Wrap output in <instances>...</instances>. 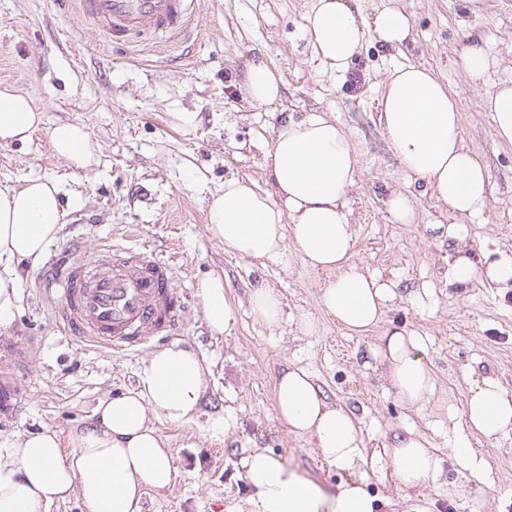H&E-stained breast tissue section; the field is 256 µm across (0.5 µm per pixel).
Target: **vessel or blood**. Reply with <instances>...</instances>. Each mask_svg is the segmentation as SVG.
I'll return each mask as SVG.
<instances>
[{
  "label": "vessel or blood",
  "instance_id": "obj_1",
  "mask_svg": "<svg viewBox=\"0 0 512 512\" xmlns=\"http://www.w3.org/2000/svg\"><path fill=\"white\" fill-rule=\"evenodd\" d=\"M196 0H77L80 15L113 45L139 35L176 38L188 30ZM169 260L146 242L100 244L94 253L79 245L66 252L56 278L44 286L54 292L58 328L85 347L104 353H129L160 344L184 320L186 308L175 286ZM21 364L0 368V402L18 398Z\"/></svg>",
  "mask_w": 512,
  "mask_h": 512
}]
</instances>
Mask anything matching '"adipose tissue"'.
I'll return each instance as SVG.
<instances>
[{
  "label": "adipose tissue",
  "mask_w": 512,
  "mask_h": 512,
  "mask_svg": "<svg viewBox=\"0 0 512 512\" xmlns=\"http://www.w3.org/2000/svg\"><path fill=\"white\" fill-rule=\"evenodd\" d=\"M315 55L331 71L346 72L360 53L364 23L349 0H316L308 17ZM281 80L264 60L247 67L246 90L257 104L280 96ZM492 113L497 138L512 145V85L502 84L481 101ZM379 120L390 150L403 170L425 182L455 219L449 237H459L461 219L481 215L491 189L486 168L459 133V108L430 69L409 64L389 75L380 99ZM44 126V116L25 95L0 90V144L24 142ZM54 154L79 169L89 168L95 148L83 124L47 128ZM271 191L253 181L225 180L224 191L207 203L211 238L243 259L277 260L294 250L306 266L328 272L319 304L350 335L364 336L380 323L388 287L353 259L356 231L349 220L350 192L357 182L359 154L329 112L288 119L265 153ZM65 211L59 185L47 178L27 180L0 192V323L18 310L23 271L36 265L59 235ZM512 282V254L486 266L469 254L453 258L448 283ZM207 326L230 331L235 315L224 293V277L199 284ZM420 336L395 327L381 338L375 358L388 368L389 390L404 404L422 407L435 390L423 360ZM205 391V368L192 350L178 344L151 354L140 382L98 402L90 419L71 435L64 450L48 427L0 442V512H50L53 504L78 496L86 512H144L146 491L172 486L175 470L156 425L181 423L196 413ZM277 417L291 433L315 440L320 455L347 481L328 492L264 450L243 460L250 501L256 512H375V499L355 480L365 461L363 438L353 410L329 403L312 376L289 365L275 382ZM467 433L448 429V458L482 478L486 459L467 435L491 439L512 431V393L484 378L470 389L464 410ZM444 457V458H447ZM426 437L409 430L396 436L390 459L400 490L434 480L444 460Z\"/></svg>",
  "instance_id": "obj_1"
}]
</instances>
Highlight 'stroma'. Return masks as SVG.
I'll use <instances>...</instances> for the list:
<instances>
[{
  "label": "stroma",
  "mask_w": 512,
  "mask_h": 512,
  "mask_svg": "<svg viewBox=\"0 0 512 512\" xmlns=\"http://www.w3.org/2000/svg\"><path fill=\"white\" fill-rule=\"evenodd\" d=\"M315 0H200L189 38L161 36L124 51L82 18L75 0H0V90L28 95L45 128L24 144L0 145V191L35 177L58 183L66 211L62 229L42 260L28 268L20 308L0 324V343L25 342L28 369L23 400L0 415V441L48 426L61 440L81 426L97 403L135 386L151 356L143 350L106 355L66 341L53 322L38 281L73 241L88 251L124 234L149 241L170 257L176 285L189 309L175 343L195 351L206 368V388L193 421L160 423L177 472L169 490L149 494L144 512H251L242 460L264 449L303 477L332 490L340 472L313 441L289 432L276 417L274 385L284 365L311 372L328 400L353 409L367 463L357 476L379 498L377 512H512V434L471 436L487 461L484 483L449 460L448 428L463 427L469 389L485 377L512 392V284H448L457 250L480 263L512 253V145L500 143L491 113L478 100L512 82V0H483L481 17L463 0H355L365 22L363 48L345 73L315 57L305 32ZM397 6L413 21L403 47L382 44L374 31L379 11ZM486 44L492 64L472 83L456 65L464 32ZM266 60L283 80L281 97L253 102L243 85L246 63ZM419 64L448 85L460 112L466 144L485 162L493 189L486 211L466 222L465 238L449 237L452 222L425 182L408 176L389 148L379 121V97L388 74ZM199 113L185 132L176 112ZM331 112L360 156L351 194L357 228L354 257L391 285L377 332L350 336L320 308L326 273L309 269L295 253L260 263L225 251L206 230V204L237 176L267 188L265 144L287 118ZM87 126L97 162L79 170L55 155L47 126ZM416 203L411 224L394 223L387 186ZM224 276L236 322L214 336L204 319L196 283ZM264 283L281 295L284 319L268 327L251 312L249 293ZM317 320L304 335L301 317ZM395 326L424 340L435 392L423 408L403 405L386 391L383 367L372 356L380 332ZM414 429L443 456L441 475L426 487L398 491L387 450L396 434Z\"/></svg>",
  "instance_id": "1"
}]
</instances>
